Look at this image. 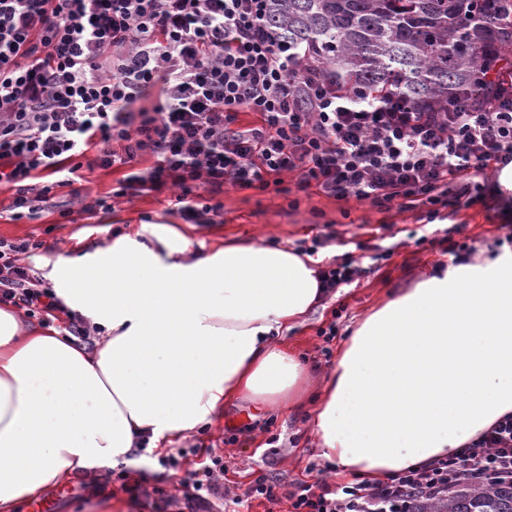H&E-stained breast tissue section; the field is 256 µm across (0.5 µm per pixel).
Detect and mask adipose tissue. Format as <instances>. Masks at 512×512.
Wrapping results in <instances>:
<instances>
[{
  "mask_svg": "<svg viewBox=\"0 0 512 512\" xmlns=\"http://www.w3.org/2000/svg\"><path fill=\"white\" fill-rule=\"evenodd\" d=\"M99 329L95 351L0 305V512L75 474L98 480L243 400L297 403L308 365L288 334L323 299L320 261L228 241L199 256L167 224L48 265ZM512 413V252L423 274L354 323L311 422L341 476L384 480L464 450Z\"/></svg>",
  "mask_w": 512,
  "mask_h": 512,
  "instance_id": "adipose-tissue-1",
  "label": "adipose tissue"
}]
</instances>
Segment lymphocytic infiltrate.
Segmentation results:
<instances>
[{"mask_svg":"<svg viewBox=\"0 0 512 512\" xmlns=\"http://www.w3.org/2000/svg\"><path fill=\"white\" fill-rule=\"evenodd\" d=\"M270 0H0V187L13 219L39 218L54 189L71 186L88 150L94 165L127 167L112 189L173 191L181 218L222 215L225 186L296 188L378 211L486 205L477 177L512 164L508 73L479 68L483 104L459 96L421 110L390 93L337 89L321 65L266 25ZM257 121L245 127L241 111ZM153 165L133 169L144 156ZM34 239L0 240V304L44 321L63 309L37 287L23 254ZM182 479L179 512H216L224 458L208 451ZM512 484V415L460 454L385 481L297 483L291 512H415L463 485Z\"/></svg>","mask_w":512,"mask_h":512,"instance_id":"obj_1","label":"lymphocytic infiltrate"}]
</instances>
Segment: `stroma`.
Segmentation results:
<instances>
[{"instance_id": "35a3bbf8", "label": "stroma", "mask_w": 512, "mask_h": 512, "mask_svg": "<svg viewBox=\"0 0 512 512\" xmlns=\"http://www.w3.org/2000/svg\"><path fill=\"white\" fill-rule=\"evenodd\" d=\"M290 194L273 191L225 188L221 200L224 214L213 224H184L174 214L170 193L129 196L115 201L111 213L77 215L75 222L58 223L59 210L68 208V189H57L47 202L41 219L14 221L10 218L12 193L0 189V239L42 240L44 257L50 262L68 261L111 245L117 237L140 228L143 222L182 224L196 252L207 254L228 239H254L269 245L298 247L315 235L331 236L328 247L319 249L324 262L348 253L365 268L359 281L339 288L335 297L311 311L291 331L288 341L306 353L313 366V381H320L332 365L325 350H337L350 327L375 306L412 287L420 273L453 262L451 254L431 247L429 240L452 224L462 225L458 241L467 243L474 256L498 254L495 239L505 231L501 209L484 211L462 208L449 211L446 219L425 222L420 213L392 210L380 213L353 198L338 200L322 194L295 191V175H285ZM341 308L333 318V308ZM335 324L333 343H325L319 328ZM315 409L303 401L289 409L252 413L246 402L233 401L206 431L192 433L170 446L171 455H182L183 468H199L202 448L211 447L224 456V485L232 495L243 493L250 482L265 476L276 479L282 501L269 506L263 499L247 505L225 500L224 512H288L286 495L294 483L314 481L323 465L315 452V439L308 420ZM180 471L155 468L146 461L133 468L111 472L92 483L74 475L48 490L40 499L24 504L21 512H154L155 489L178 498L183 493Z\"/></svg>"}]
</instances>
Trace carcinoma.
Instances as JSON below:
<instances>
[{
	"instance_id": "cac0c4a2",
	"label": "carcinoma",
	"mask_w": 512,
	"mask_h": 512,
	"mask_svg": "<svg viewBox=\"0 0 512 512\" xmlns=\"http://www.w3.org/2000/svg\"><path fill=\"white\" fill-rule=\"evenodd\" d=\"M270 27L310 51L336 85L397 90L420 109L480 97L471 74L512 54V0H271ZM445 512H512V486H462Z\"/></svg>"
}]
</instances>
